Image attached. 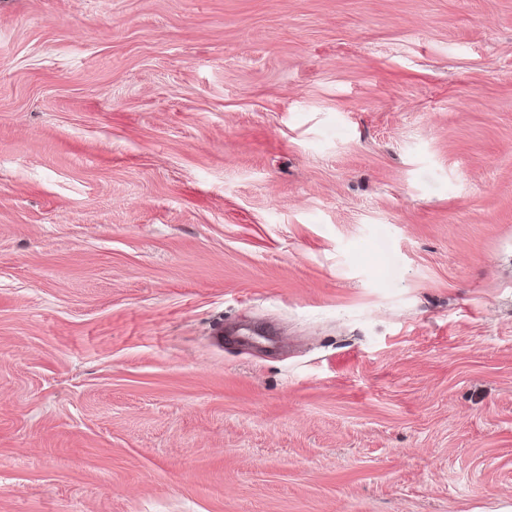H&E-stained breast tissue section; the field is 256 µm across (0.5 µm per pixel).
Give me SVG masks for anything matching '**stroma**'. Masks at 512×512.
Returning a JSON list of instances; mask_svg holds the SVG:
<instances>
[{"label":"stroma","instance_id":"1","mask_svg":"<svg viewBox=\"0 0 512 512\" xmlns=\"http://www.w3.org/2000/svg\"><path fill=\"white\" fill-rule=\"evenodd\" d=\"M0 512H512V0H0Z\"/></svg>","mask_w":512,"mask_h":512}]
</instances>
